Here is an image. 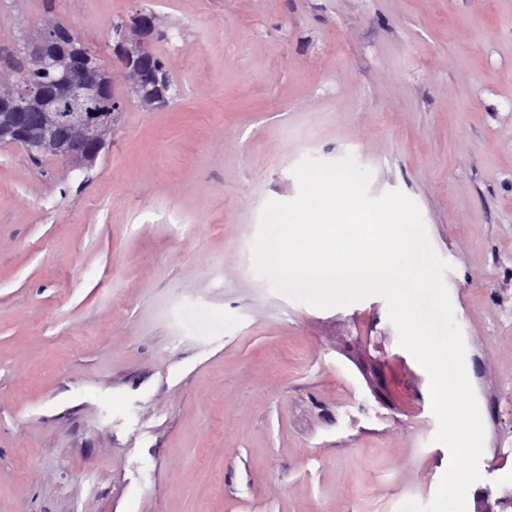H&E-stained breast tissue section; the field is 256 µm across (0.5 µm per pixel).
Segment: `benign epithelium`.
I'll return each mask as SVG.
<instances>
[{"label": "benign epithelium", "mask_w": 512, "mask_h": 512, "mask_svg": "<svg viewBox=\"0 0 512 512\" xmlns=\"http://www.w3.org/2000/svg\"><path fill=\"white\" fill-rule=\"evenodd\" d=\"M128 26L133 39L115 45L114 53L123 61L131 90L152 109L167 101L166 83L146 66L144 39L156 30V16L139 12ZM69 39V32L48 22L36 37L16 45L15 56L21 59L24 72L7 85L0 84V101L11 109L0 125V139L34 155L61 158L70 171L81 173L112 132L120 102L108 98V77L89 53L74 44L68 51L55 49ZM27 72H45L49 78L32 84L24 78Z\"/></svg>", "instance_id": "benign-epithelium-1"}]
</instances>
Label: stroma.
Here are the masks:
<instances>
[{"label":"stroma","instance_id":"obj_1","mask_svg":"<svg viewBox=\"0 0 512 512\" xmlns=\"http://www.w3.org/2000/svg\"><path fill=\"white\" fill-rule=\"evenodd\" d=\"M172 80L134 98L112 23ZM124 101L71 173L0 144V512H398L449 465L384 299L318 309L253 268L303 159L418 205L485 431L467 512L512 498V0H0Z\"/></svg>","mask_w":512,"mask_h":512}]
</instances>
